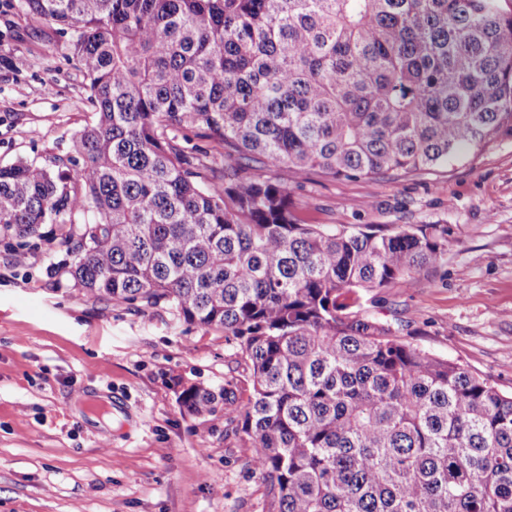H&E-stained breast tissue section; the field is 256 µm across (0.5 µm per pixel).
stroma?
Instances as JSON below:
<instances>
[{"label":"stroma","mask_w":512,"mask_h":512,"mask_svg":"<svg viewBox=\"0 0 512 512\" xmlns=\"http://www.w3.org/2000/svg\"><path fill=\"white\" fill-rule=\"evenodd\" d=\"M91 119L64 38L0 0V165L71 155ZM288 189L308 224L447 225L441 270L361 308L512 393V137L439 172L303 174ZM43 231L0 235V512H267L224 404L181 405L193 385L247 399L237 341L163 307L78 295L57 272L72 260L57 226Z\"/></svg>","instance_id":"35a3bbf8"}]
</instances>
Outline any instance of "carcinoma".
I'll return each instance as SVG.
<instances>
[{
	"instance_id": "obj_1",
	"label": "carcinoma",
	"mask_w": 512,
	"mask_h": 512,
	"mask_svg": "<svg viewBox=\"0 0 512 512\" xmlns=\"http://www.w3.org/2000/svg\"><path fill=\"white\" fill-rule=\"evenodd\" d=\"M69 35L74 155L0 165V234L55 224L86 298L237 340L231 422L269 512H512V394L357 310L448 254L446 224L293 213L268 170L446 167L512 136V0H19Z\"/></svg>"
}]
</instances>
